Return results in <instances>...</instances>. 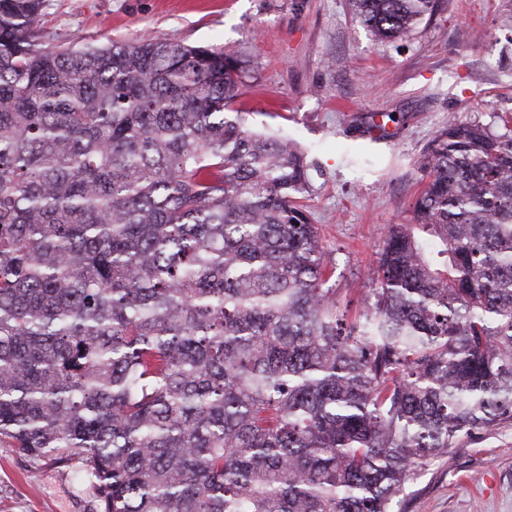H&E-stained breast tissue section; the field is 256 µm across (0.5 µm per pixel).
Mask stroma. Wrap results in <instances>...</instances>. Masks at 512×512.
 Wrapping results in <instances>:
<instances>
[{
  "mask_svg": "<svg viewBox=\"0 0 512 512\" xmlns=\"http://www.w3.org/2000/svg\"><path fill=\"white\" fill-rule=\"evenodd\" d=\"M37 29L49 45L153 37L244 55L251 77L236 106L247 127L310 149L317 169L303 204L352 319L386 226L416 221L435 132L512 111V0H443L396 44L377 41L349 0H44ZM385 114L389 136H372ZM81 466L0 452V512H87ZM410 492L405 512H512V421L433 458Z\"/></svg>",
  "mask_w": 512,
  "mask_h": 512,
  "instance_id": "obj_1",
  "label": "stroma"
}]
</instances>
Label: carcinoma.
<instances>
[{"label":"carcinoma","mask_w":512,"mask_h":512,"mask_svg":"<svg viewBox=\"0 0 512 512\" xmlns=\"http://www.w3.org/2000/svg\"><path fill=\"white\" fill-rule=\"evenodd\" d=\"M440 2L352 0L382 41ZM41 4L0 0L1 451L80 457L95 512H402L512 419V115L437 132L348 321L246 61L44 45Z\"/></svg>","instance_id":"cac0c4a2"}]
</instances>
